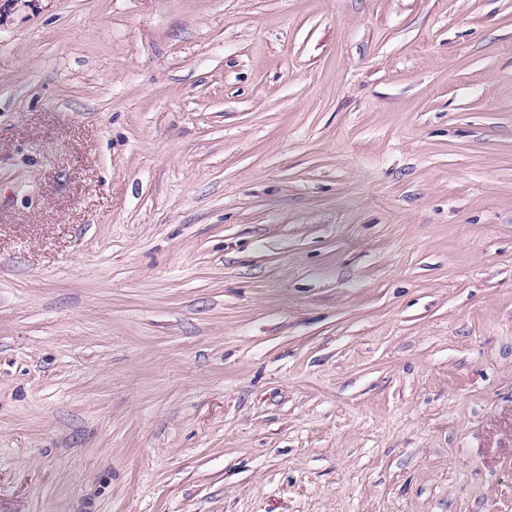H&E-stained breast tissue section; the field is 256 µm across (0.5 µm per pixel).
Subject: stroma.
<instances>
[{"label":"stroma","mask_w":512,"mask_h":512,"mask_svg":"<svg viewBox=\"0 0 512 512\" xmlns=\"http://www.w3.org/2000/svg\"><path fill=\"white\" fill-rule=\"evenodd\" d=\"M0 512H512V0H15Z\"/></svg>","instance_id":"obj_1"}]
</instances>
